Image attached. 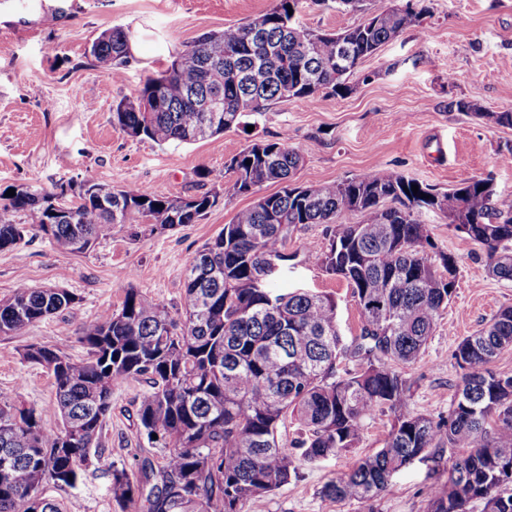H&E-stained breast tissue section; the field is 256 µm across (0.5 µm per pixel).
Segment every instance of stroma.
<instances>
[{
    "label": "stroma",
    "mask_w": 512,
    "mask_h": 512,
    "mask_svg": "<svg viewBox=\"0 0 512 512\" xmlns=\"http://www.w3.org/2000/svg\"><path fill=\"white\" fill-rule=\"evenodd\" d=\"M275 0H0V195L19 185L58 191L90 177L137 184L164 196L191 197L220 189L224 165L255 141L297 149L305 186L338 182L377 169L397 172L444 191L463 180L487 178L512 194V127L488 121L512 111V0H432V16L363 61L351 93L320 95L307 104L273 102L241 127L189 145H158L129 137L112 122L114 104L135 97L148 77L166 70L176 53L200 35L243 23ZM121 26L130 35L122 79L89 53L94 39ZM477 104L482 115L449 110L450 101ZM254 195L219 200L203 219L147 234L118 224L84 254H60L43 236H26L0 251V300L22 284L64 288L73 309L17 334L0 335V394L19 393L29 407H49L52 379L22 357L32 343L56 346L73 360L86 350L78 330L120 308L133 287L178 315L188 269L203 246L250 207ZM436 250L458 258L456 291L434 336L406 375L414 383L410 408L447 416L461 371L453 356L500 308L512 306V282L489 275L482 245L463 240L446 219L425 212ZM325 224L298 227L287 243L300 262L292 288L330 296L344 341L359 336L361 320L347 282L327 274L319 256L329 242ZM148 385L132 381L112 393V418L102 439L115 462L129 461L138 442L136 413ZM390 412L367 419L351 452L302 466L299 478L247 504V512H428L427 489L445 483L455 448H442L394 476L375 500L337 501L326 482L381 448ZM110 480L87 474L77 488H47L62 512H121Z\"/></svg>",
    "instance_id": "35a3bbf8"
}]
</instances>
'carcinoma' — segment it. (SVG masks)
I'll list each match as a JSON object with an SVG mask.
<instances>
[{
	"label": "carcinoma",
	"instance_id": "1",
	"mask_svg": "<svg viewBox=\"0 0 512 512\" xmlns=\"http://www.w3.org/2000/svg\"><path fill=\"white\" fill-rule=\"evenodd\" d=\"M308 6L363 10V22L334 32L301 25ZM430 13L426 0H276L267 12L202 34L170 67L144 83L137 97L122 98L112 120L134 138L160 145L190 144L224 133L242 117L276 100L313 102L325 91L344 96L349 77L366 58ZM309 39L308 54L295 48ZM130 36L116 26L89 49L120 77ZM217 99L220 119L197 135L202 104ZM254 142L229 159L233 176L221 190L165 197L138 185L114 189L92 179L72 199L32 186L15 189L3 210L21 224L0 219V250L36 232L63 254H78L107 237L115 224L149 217V232L195 224L216 205L258 192L269 182L282 189L240 210L232 223L194 257L182 297L181 318L136 288L121 307L81 327L87 351L72 360L56 347L30 344L24 360L44 367L54 400L37 411L15 396H0V512H61L46 487L75 488L88 468L110 477L112 497L126 512L138 500L147 512H245L300 475L303 465L357 447L365 421L378 411L393 420L384 445L323 487L325 496L370 501L416 459L445 446L463 452L448 481L428 491L431 512H512V376L488 369L512 349V306L457 341L462 371L448 418L410 410L412 383L404 368L420 359L441 312L455 292L457 258L434 259L423 211L448 220L461 237L483 245L491 276L512 281V195L496 193L486 179H468L437 192L399 173L367 171L313 187L308 200L289 190L303 166L296 150ZM418 186L413 193L412 186ZM361 214L357 224L339 216ZM300 224H330L321 265L347 281L361 317V332L343 342L336 302L303 288L282 292L267 260L281 254ZM61 288L21 285L0 301V335L17 334L75 306ZM357 361L359 367L343 366ZM131 380L148 389L137 410L136 438L163 451L162 462L136 453L116 467L101 439L112 413V392ZM58 421L55 429L43 418ZM294 421L302 437L288 447L282 428ZM159 438L154 439L152 435Z\"/></svg>",
	"mask_w": 512,
	"mask_h": 512
}]
</instances>
